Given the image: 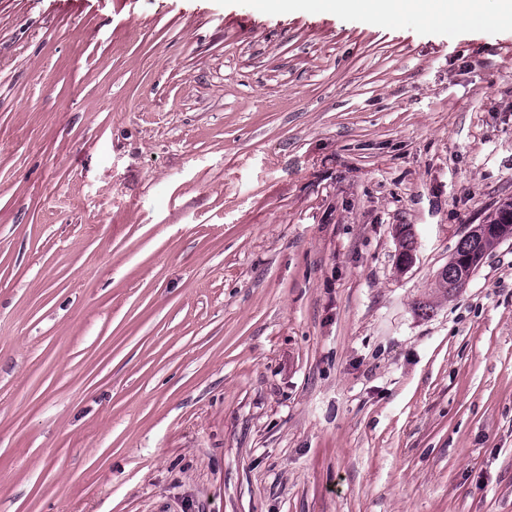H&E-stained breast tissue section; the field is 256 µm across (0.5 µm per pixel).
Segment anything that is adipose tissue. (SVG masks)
<instances>
[{
  "label": "adipose tissue",
  "mask_w": 512,
  "mask_h": 512,
  "mask_svg": "<svg viewBox=\"0 0 512 512\" xmlns=\"http://www.w3.org/2000/svg\"><path fill=\"white\" fill-rule=\"evenodd\" d=\"M329 5L338 12H362L371 18L410 9L425 20L450 12L464 21L472 13L486 11L495 18L512 22V0H329Z\"/></svg>",
  "instance_id": "obj_1"
}]
</instances>
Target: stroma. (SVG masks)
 Returning a JSON list of instances; mask_svg holds the SVG:
<instances>
[{"mask_svg":"<svg viewBox=\"0 0 512 512\" xmlns=\"http://www.w3.org/2000/svg\"><path fill=\"white\" fill-rule=\"evenodd\" d=\"M322 2L0 0V512H512V24ZM512 217V201L504 203L495 213L490 217L489 224H478L475 225L468 235H475L481 237L487 235L490 230L502 233L501 239L512 237V227L507 223V218ZM498 224L499 226L491 228L490 225ZM498 235L490 234L484 236L478 241H470L467 238H462L458 243L457 249L453 257L448 262V265L444 266L442 272L438 275V279L435 283V291L441 294L443 297H448L452 292L448 289V279L458 278L463 273V265L456 261V256H463L469 258L477 266L483 256L488 250L493 248L501 240Z\"/></svg>","mask_w":512,"mask_h":512,"instance_id":"35a3bbf8","label":"stroma"}]
</instances>
